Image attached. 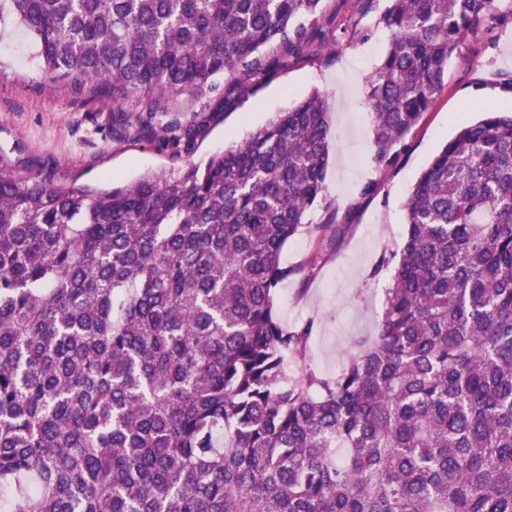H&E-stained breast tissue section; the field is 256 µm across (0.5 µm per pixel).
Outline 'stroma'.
<instances>
[{"mask_svg":"<svg viewBox=\"0 0 512 512\" xmlns=\"http://www.w3.org/2000/svg\"><path fill=\"white\" fill-rule=\"evenodd\" d=\"M376 12L356 0H338L335 50L292 63L253 97L242 99L209 126L195 150L172 155L137 137L138 113L114 120L111 105L89 102L53 85L42 74L22 33H0V155L35 177L69 184H122L188 166L244 141L313 91H322L331 112V164L326 201L350 213L337 235L300 234L284 245L281 262L291 274L276 292L279 318L288 324L314 320L305 364L332 377L374 334L384 307L389 271L375 272L383 253L396 249L411 187L457 128L512 101L503 88L512 74V0H494L492 16L461 41L448 61L444 86L408 139L398 164L381 172L372 160V120L367 81L380 64L388 34ZM376 182L371 199L360 195Z\"/></svg>","mask_w":512,"mask_h":512,"instance_id":"1","label":"stroma"}]
</instances>
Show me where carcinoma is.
Listing matches in <instances>:
<instances>
[{"label":"carcinoma","mask_w":512,"mask_h":512,"mask_svg":"<svg viewBox=\"0 0 512 512\" xmlns=\"http://www.w3.org/2000/svg\"><path fill=\"white\" fill-rule=\"evenodd\" d=\"M494 0H384L369 78L390 170ZM328 0H0L42 74L114 112L214 98L158 146L336 40ZM319 92L204 163L112 187L0 162V512H512V109L460 126L412 186L375 334L300 368L286 242L323 206ZM339 448L345 449L336 455Z\"/></svg>","instance_id":"obj_1"}]
</instances>
